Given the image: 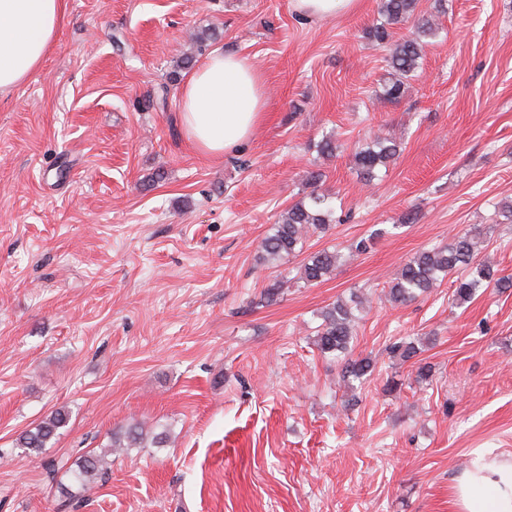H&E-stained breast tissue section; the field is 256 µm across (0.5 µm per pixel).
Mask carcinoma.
I'll return each instance as SVG.
<instances>
[{"mask_svg": "<svg viewBox=\"0 0 512 512\" xmlns=\"http://www.w3.org/2000/svg\"><path fill=\"white\" fill-rule=\"evenodd\" d=\"M443 5L436 6V12L421 8L420 0H380L379 19L367 31L368 37L388 48L386 63L388 78L384 94L391 100L401 98L403 79L412 76L419 68L425 47L424 38L434 37L439 30L438 13ZM411 24L409 33L399 40L393 39V27ZM400 138L387 132L374 136L370 142L355 148L354 161L361 179L366 183L378 177V171L398 155ZM323 177L320 171L308 173L307 180L314 189L307 198L291 205L282 215L274 233L265 237L260 245L264 260L269 265L296 257L303 252L310 233L329 230L334 208L330 197L318 192L316 185ZM483 243L482 230L474 227L461 229L448 238V243L424 249L402 265L390 280L386 294L391 303H408L437 286V281L449 275H456L452 301L462 304L470 301L478 292L489 289L512 288V276L504 275L489 262L478 260ZM343 254L336 250L322 249L309 253L300 266L298 280L307 285L323 282ZM371 303L367 294L353 293L348 298L339 297L322 313V323L314 336V345L323 355L343 357V382L363 381L372 372L367 359H352L348 351L355 336L356 325ZM68 423V413L57 410L34 429L22 433L16 447L38 455L43 448ZM163 443L160 435L150 436L139 425H131L112 434L107 451L103 454L90 452L77 462L73 474L81 483L102 473L107 464L106 457L120 453L126 448H145Z\"/></svg>", "mask_w": 512, "mask_h": 512, "instance_id": "obj_1", "label": "carcinoma"}]
</instances>
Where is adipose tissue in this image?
Returning a JSON list of instances; mask_svg holds the SVG:
<instances>
[{
    "label": "adipose tissue",
    "mask_w": 512,
    "mask_h": 512,
    "mask_svg": "<svg viewBox=\"0 0 512 512\" xmlns=\"http://www.w3.org/2000/svg\"><path fill=\"white\" fill-rule=\"evenodd\" d=\"M65 0H0V92L30 79L53 46ZM180 121L201 154L221 157L250 140L266 112L264 80L235 53L213 49L185 81ZM456 512H512V456L479 454L453 487Z\"/></svg>",
    "instance_id": "adipose-tissue-1"
}]
</instances>
